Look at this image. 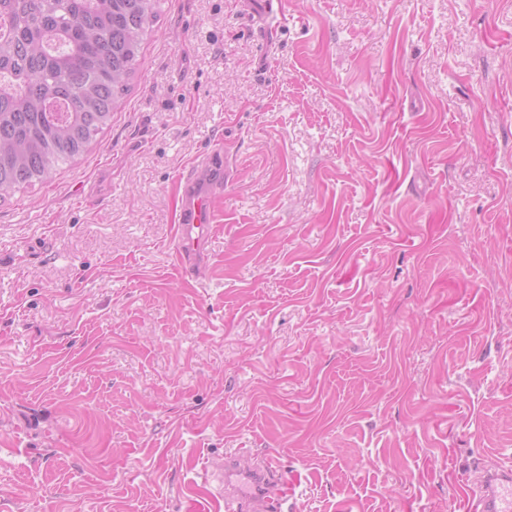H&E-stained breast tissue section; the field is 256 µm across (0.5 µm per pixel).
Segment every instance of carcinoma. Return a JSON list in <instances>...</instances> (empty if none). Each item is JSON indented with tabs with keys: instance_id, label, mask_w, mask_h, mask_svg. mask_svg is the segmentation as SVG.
Listing matches in <instances>:
<instances>
[{
	"instance_id": "carcinoma-1",
	"label": "carcinoma",
	"mask_w": 512,
	"mask_h": 512,
	"mask_svg": "<svg viewBox=\"0 0 512 512\" xmlns=\"http://www.w3.org/2000/svg\"><path fill=\"white\" fill-rule=\"evenodd\" d=\"M160 12V0H0V202L90 149Z\"/></svg>"
}]
</instances>
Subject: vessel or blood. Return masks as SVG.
I'll return each instance as SVG.
<instances>
[{
  "label": "vessel or blood",
  "mask_w": 512,
  "mask_h": 512,
  "mask_svg": "<svg viewBox=\"0 0 512 512\" xmlns=\"http://www.w3.org/2000/svg\"><path fill=\"white\" fill-rule=\"evenodd\" d=\"M233 171L232 156L211 151L198 155L177 178L175 255L188 277H199L209 266L208 241L215 229L212 201ZM217 470L223 485L218 499L225 512H287L288 475L272 461L244 468L230 454ZM462 502L465 512H512V467L486 469L477 487L465 489Z\"/></svg>",
  "instance_id": "1"
}]
</instances>
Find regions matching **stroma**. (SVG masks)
I'll return each instance as SVG.
<instances>
[{
  "mask_svg": "<svg viewBox=\"0 0 512 512\" xmlns=\"http://www.w3.org/2000/svg\"><path fill=\"white\" fill-rule=\"evenodd\" d=\"M160 4L97 145L0 202V512H212L228 452L297 512H460L512 465V0ZM234 171L226 151L198 155L177 178L179 208L174 224L175 255L181 272L199 277L209 266L208 241L215 229L212 201Z\"/></svg>",
  "mask_w": 512,
  "mask_h": 512,
  "instance_id": "35a3bbf8",
  "label": "stroma"
}]
</instances>
